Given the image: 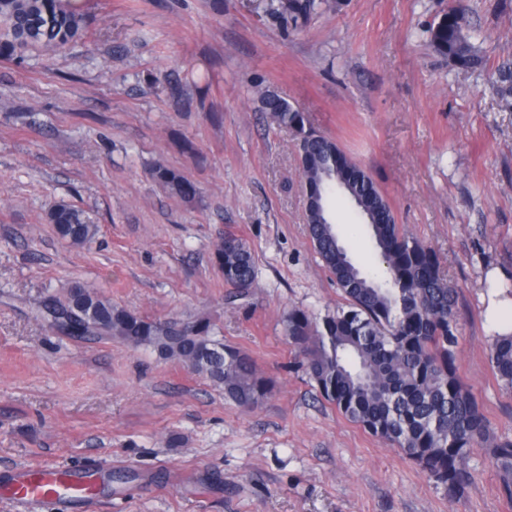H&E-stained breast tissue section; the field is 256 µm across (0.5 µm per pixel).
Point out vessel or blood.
<instances>
[{
    "instance_id": "vessel-or-blood-1",
    "label": "vessel or blood",
    "mask_w": 512,
    "mask_h": 512,
    "mask_svg": "<svg viewBox=\"0 0 512 512\" xmlns=\"http://www.w3.org/2000/svg\"><path fill=\"white\" fill-rule=\"evenodd\" d=\"M91 474L87 471L42 467L16 472L9 493L26 506H57L72 499L92 497Z\"/></svg>"
}]
</instances>
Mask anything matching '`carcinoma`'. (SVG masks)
<instances>
[{
  "mask_svg": "<svg viewBox=\"0 0 512 512\" xmlns=\"http://www.w3.org/2000/svg\"><path fill=\"white\" fill-rule=\"evenodd\" d=\"M331 8L333 0H279L276 13L298 25ZM87 32L85 14L69 0H0V58L65 49ZM428 33L454 65L485 66L462 13L448 10ZM261 103L271 124L290 130L300 143L302 181L316 190L323 209L321 220L307 225L308 237L343 298L336 312L319 320L300 309L282 319L309 380L343 417L397 447L450 495L471 480V449L491 448L501 492L512 500V442L491 438L482 409L457 374L456 289L436 253L404 232L372 176L340 153L334 139L314 130L303 112L269 91ZM151 176L183 199L195 195L194 186L164 164ZM338 194L349 200L354 225L373 239L378 261L360 266L349 256L331 210ZM45 220L75 247L89 245L99 232L84 210L63 200L49 204ZM215 260L235 289L229 298L248 296L255 283L251 248L226 232ZM38 313L69 336L118 340L177 360L242 409L259 406L274 390L248 353L212 335L215 323L206 314L189 322L153 320L81 282L49 298ZM489 357L512 391V335L495 337Z\"/></svg>",
  "mask_w": 512,
  "mask_h": 512,
  "instance_id": "1",
  "label": "carcinoma"
}]
</instances>
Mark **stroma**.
<instances>
[{
  "mask_svg": "<svg viewBox=\"0 0 512 512\" xmlns=\"http://www.w3.org/2000/svg\"><path fill=\"white\" fill-rule=\"evenodd\" d=\"M77 3L84 42L0 60V481L110 463L91 512H512L488 449H473L472 480L452 498L317 400L281 319L325 315L341 296L303 221L297 141L257 95L304 112L436 252L457 290L458 374L492 437L512 441L482 301L489 271L512 287V98L498 91L512 0H340L295 31L278 0ZM456 7L482 69L429 44ZM158 162L194 201L153 180ZM60 199L98 224L91 245L46 223ZM227 232L256 271L231 305L214 258ZM73 281L155 320L211 315L272 395L244 410L176 361L51 327L36 308Z\"/></svg>",
  "mask_w": 512,
  "mask_h": 512,
  "instance_id": "stroma-1",
  "label": "stroma"
}]
</instances>
